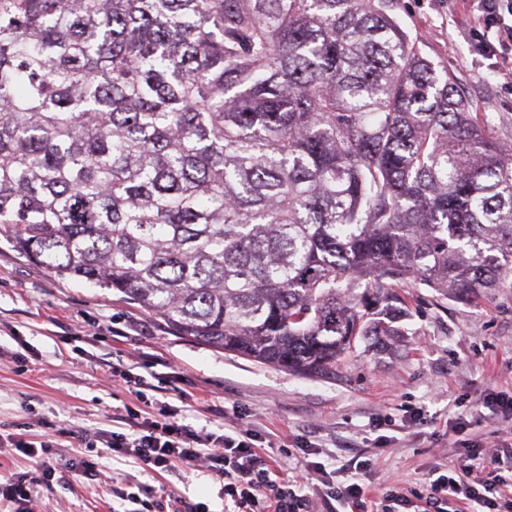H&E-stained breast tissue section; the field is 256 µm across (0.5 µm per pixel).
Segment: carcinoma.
<instances>
[{
    "instance_id": "cac0c4a2",
    "label": "carcinoma",
    "mask_w": 512,
    "mask_h": 512,
    "mask_svg": "<svg viewBox=\"0 0 512 512\" xmlns=\"http://www.w3.org/2000/svg\"><path fill=\"white\" fill-rule=\"evenodd\" d=\"M394 0H0V233L324 376L389 289L512 278V149Z\"/></svg>"
}]
</instances>
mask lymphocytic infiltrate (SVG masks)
Wrapping results in <instances>:
<instances>
[{
	"label": "lymphocytic infiltrate",
	"mask_w": 512,
	"mask_h": 512,
	"mask_svg": "<svg viewBox=\"0 0 512 512\" xmlns=\"http://www.w3.org/2000/svg\"><path fill=\"white\" fill-rule=\"evenodd\" d=\"M467 3L465 39L479 55L512 65V0ZM126 384L137 407L113 413L120 430L99 433L89 447L159 474L206 463L236 512H315L321 505L334 506L335 512H512V447L504 441L489 448L481 439H455L463 462L455 467L435 464L424 496L409 487L375 484L374 458L361 455L341 465L336 458H322L320 450L302 440L296 443L300 457L295 473L285 478L273 457L257 445L252 429L235 427L222 434L194 429L170 404H161L154 413L143 409L144 378H130ZM48 446V441L36 443L21 433L13 442L35 475L51 476L62 469L97 476L95 460L54 461L47 455Z\"/></svg>",
	"instance_id": "f902f5d3"
}]
</instances>
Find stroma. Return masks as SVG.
<instances>
[{"label":"stroma","instance_id":"obj_1","mask_svg":"<svg viewBox=\"0 0 512 512\" xmlns=\"http://www.w3.org/2000/svg\"><path fill=\"white\" fill-rule=\"evenodd\" d=\"M394 2L410 41L447 66L492 134L512 147V91L461 37L464 0ZM400 294L412 315L395 322L392 335L357 343L335 375L309 378L177 336L121 293L54 276L0 235V432L16 422L26 423L32 441L49 423L111 430L113 408L136 403L126 386H100L118 369L144 377L149 401L181 409L193 428L252 429L281 468L295 466L291 451L302 437L343 462L375 455L380 485L424 489L429 468L455 457L456 419H466L465 437L493 438L481 402L492 391L512 393V288L467 301L429 288ZM417 411L428 420L421 430L411 421ZM138 478L151 499L166 486L186 503L224 512L222 484L205 468ZM123 486L119 477L99 484L67 472L41 482L35 512H112Z\"/></svg>","mask_w":512,"mask_h":512}]
</instances>
